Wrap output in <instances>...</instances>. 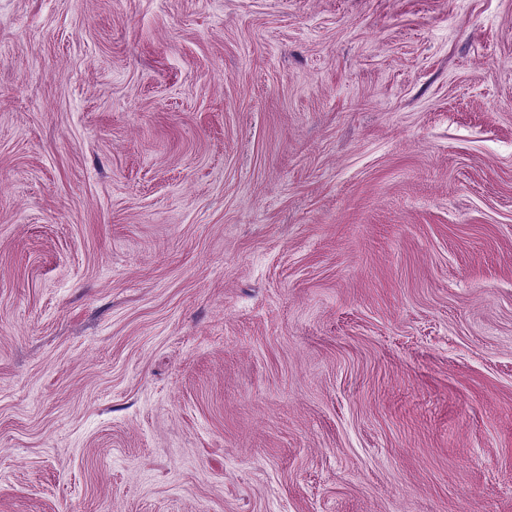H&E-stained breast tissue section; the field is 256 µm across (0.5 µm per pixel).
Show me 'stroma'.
<instances>
[{
	"label": "stroma",
	"instance_id": "1",
	"mask_svg": "<svg viewBox=\"0 0 512 512\" xmlns=\"http://www.w3.org/2000/svg\"><path fill=\"white\" fill-rule=\"evenodd\" d=\"M0 512H512V0H0Z\"/></svg>",
	"mask_w": 512,
	"mask_h": 512
}]
</instances>
